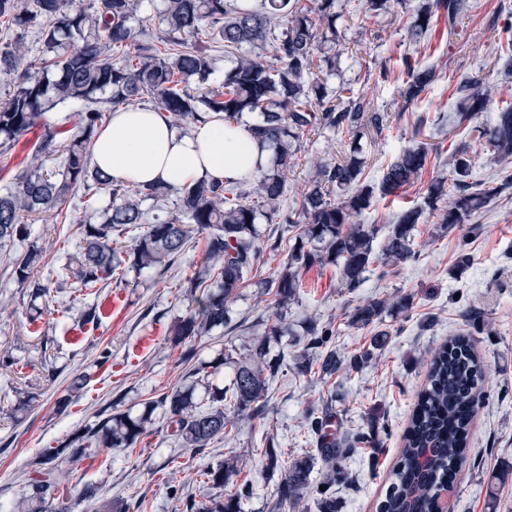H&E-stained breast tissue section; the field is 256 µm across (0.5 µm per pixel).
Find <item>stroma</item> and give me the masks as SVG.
Wrapping results in <instances>:
<instances>
[{
  "label": "stroma",
  "instance_id": "obj_1",
  "mask_svg": "<svg viewBox=\"0 0 512 512\" xmlns=\"http://www.w3.org/2000/svg\"><path fill=\"white\" fill-rule=\"evenodd\" d=\"M360 2L336 0L347 29L341 73L330 78L328 88L350 87L391 118L387 136L360 141L366 180L378 181L384 164L409 144L439 143L445 149L430 158L413 187L361 215L362 223L383 228L403 207L422 203L431 179L447 176L448 150L467 148L477 177L498 180L500 167L481 134L494 115L461 118L454 110L455 88L479 76L497 97L512 99V77L499 59L501 28L512 18V0H473L457 36H449L448 23L441 19L417 43L408 25L419 0H405L394 15L378 19L361 12ZM414 49L437 64L440 78L423 99L407 104L402 82L378 87L374 77L381 65H396ZM350 143L349 137L330 133L301 138L288 173L286 208H295L311 187L313 159H339ZM88 215L78 193L59 217L33 224L28 238L0 244V512H15L17 503L29 498L31 463L45 449L84 434L109 414H141L147 402L173 388L192 385L204 394L206 387L198 386L192 374L196 364L212 366L208 387L228 385L235 362L274 321V297L259 283L279 273L275 257L264 261L232 304L235 331L214 329L191 346L173 342L170 328L192 304L191 279L207 265L205 241L198 236L165 270H132L94 290H77L66 266L82 243L78 224ZM413 236L414 257L376 268L353 292L340 290L335 267L303 273L299 299L286 318L291 333L270 342L272 355L282 363L262 415H238L229 433L195 453L169 436L166 417L155 410L135 448L59 458L55 500L73 501L89 485L98 499L127 501L128 512H186L187 502L205 503L218 494L204 482L202 470L231 458L239 470L234 483L246 481L253 488L244 512H319L320 472H312L313 488L298 504L278 505L276 486L266 478L264 450L271 440L286 459L314 450L309 421L331 399L341 431L373 429L379 440L378 447L354 449L347 459L352 482L336 489L339 512H377L433 352L463 332L488 376L470 426V459L455 481L453 512H512V187L449 232L441 229L439 212L424 209ZM32 248L43 255L35 277L51 283L48 295L35 300L16 281L12 267ZM462 248L473 263L460 271L455 257ZM407 293L413 294L414 305L399 311L397 303ZM372 299L386 303L378 323L351 325L354 308ZM91 309L98 320L84 322L83 314ZM310 318L334 329L332 346L344 356L369 348L376 332H386V342L360 371L326 375L316 364L303 372L297 368L303 347L290 339L302 337ZM105 350L111 358L98 365ZM66 395L71 402L59 409L57 402ZM72 512H91V504L74 503Z\"/></svg>",
  "mask_w": 512,
  "mask_h": 512
}]
</instances>
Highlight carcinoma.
Here are the masks:
<instances>
[{
	"label": "carcinoma",
	"instance_id": "carcinoma-1",
	"mask_svg": "<svg viewBox=\"0 0 512 512\" xmlns=\"http://www.w3.org/2000/svg\"><path fill=\"white\" fill-rule=\"evenodd\" d=\"M160 18L165 26L160 50L137 17L140 0H0V17L10 16L20 29L38 27L45 57L30 62V49L18 36L0 50V71L15 74L13 88L0 100V153L11 150L16 139L38 123L46 113L62 104H73L79 115L77 130L44 128L25 165L14 170L6 192L0 193V241L28 233L29 219L60 208L78 186L108 197L102 223L83 225V244L70 258L71 275L79 287L91 289L120 269L166 268L196 235L205 237L209 262L192 278L195 288L206 279L216 289L195 299L175 322L174 341L194 342L216 327L232 332L228 302L236 297L245 278L259 267L264 250L257 244L256 220L280 222L295 232L294 243L281 263L277 277L263 282L274 292L278 311L268 334L253 340L248 357L237 364L230 384L209 394V405L195 401L190 388H173L151 406L160 407L183 447L194 452L222 437L231 423L226 409L258 415L265 407L269 380L278 363L269 358L270 338L285 333L283 321L288 305L302 288V272L313 267L338 268L341 287L360 286L379 262L373 241L375 226L355 218L378 197L394 196L418 181L429 162L422 144L400 151L383 170L378 183L365 181L364 158L351 145L339 161H318L316 179L301 196L300 207L281 212L288 169L293 167V144L310 131L345 132L357 138L371 131L382 135L390 128L388 115L371 108L362 97L342 86L332 96L321 77L336 72V46L341 34L336 21V0H261L257 7L248 0H161ZM400 0H366L373 17L389 14ZM471 5L469 0H425L412 15L413 38L426 36L434 18L448 21V36L455 35ZM282 25L281 36L269 40L272 24ZM209 32L224 44V52L235 57L216 87L207 85L214 72L213 58L195 46L198 36ZM250 46L241 52L243 46ZM407 80L402 97L412 103L434 84L436 69L410 56L402 58ZM198 78V87L189 78ZM457 109L464 115L496 108L492 126L486 130L501 171L512 163V101H495L486 83L473 77L457 87ZM148 100L176 127L192 117L198 121L218 116L235 122L246 112L260 119L249 127L251 134L274 150L273 165L238 181L199 180L174 189L166 184L118 183L91 165L94 141L112 109ZM63 157V170L45 172V163ZM502 186H490L475 178V162L464 150L448 154V178L427 185L425 199L431 207L451 197L440 216L451 228L462 224L496 198ZM177 191L175 213L153 224L144 223L143 202L163 206L169 193ZM423 209L402 208L383 246L387 262L397 265L413 256L412 231ZM134 233L129 249L122 251L112 232ZM42 254L31 250L15 259L17 282L40 298L49 284L33 275ZM385 302L371 300L356 307L351 324L369 326L379 320ZM307 347L323 357L321 370L332 373L340 366L357 371L380 346L342 359L328 347L329 328L309 319ZM486 371L466 333L441 346L431 361L427 381L416 395L404 446L390 472V483L379 512H434L436 497L448 485V475L465 467L470 453L464 440L483 399ZM333 405L311 422L317 436V454L297 456L282 465L276 449H266L271 472H279L277 497L295 504L311 484L316 463H321L320 512H338L336 498L327 490L346 478L343 462L360 444L374 446L376 434H341L329 437L324 425L332 417ZM151 414L133 416L115 413L98 427L70 440L61 448H50L41 462L40 477L32 483L33 497L44 499L54 488V461L64 455H87L91 448H133L147 432ZM237 473L235 462H219L204 470L207 481L224 488ZM251 486H242L226 498L219 496L196 508V512H241L242 498Z\"/></svg>",
	"mask_w": 512,
	"mask_h": 512
}]
</instances>
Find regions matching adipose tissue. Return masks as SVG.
I'll list each match as a JSON object with an SVG mask.
<instances>
[{
    "mask_svg": "<svg viewBox=\"0 0 512 512\" xmlns=\"http://www.w3.org/2000/svg\"><path fill=\"white\" fill-rule=\"evenodd\" d=\"M270 157L245 125L212 120L186 133L161 113L118 106L97 136L92 163L116 180L180 186L239 180L266 166Z\"/></svg>",
    "mask_w": 512,
    "mask_h": 512,
    "instance_id": "obj_1",
    "label": "adipose tissue"
}]
</instances>
